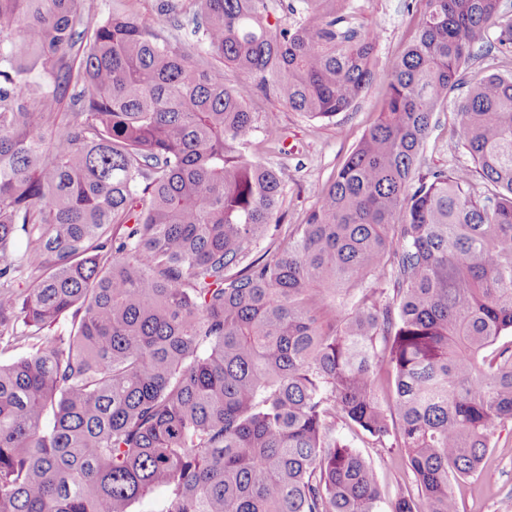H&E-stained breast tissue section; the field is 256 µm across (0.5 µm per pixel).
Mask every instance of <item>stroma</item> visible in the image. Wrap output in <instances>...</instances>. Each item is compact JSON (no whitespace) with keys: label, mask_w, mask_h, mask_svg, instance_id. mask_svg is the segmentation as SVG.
<instances>
[{"label":"stroma","mask_w":512,"mask_h":512,"mask_svg":"<svg viewBox=\"0 0 512 512\" xmlns=\"http://www.w3.org/2000/svg\"><path fill=\"white\" fill-rule=\"evenodd\" d=\"M158 3L159 0H83L82 8L86 19L92 22L116 9L156 29L160 26ZM355 4L358 23L380 31L375 59L379 77L352 111L341 113L330 122L319 121L291 111L263 93L253 97L252 108L258 115L261 132L251 155L281 172L284 191L279 216L285 229L304 222L317 201L318 188L331 180L363 134L377 121L387 91V77L413 42L424 10L422 0H355ZM494 42L495 33L491 30L476 41L466 77L478 78L512 69V56L494 49ZM455 118L456 104L452 101L436 113L423 153L426 166L470 164L468 153L453 133ZM270 124L281 132L279 144L265 140L262 129ZM494 443L481 470L453 485L460 512H512V431L497 433Z\"/></svg>","instance_id":"stroma-1"}]
</instances>
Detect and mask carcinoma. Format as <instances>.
<instances>
[{
  "label": "carcinoma",
  "mask_w": 512,
  "mask_h": 512,
  "mask_svg": "<svg viewBox=\"0 0 512 512\" xmlns=\"http://www.w3.org/2000/svg\"><path fill=\"white\" fill-rule=\"evenodd\" d=\"M81 2L0 0V353L26 350L0 363V512H379L342 428L402 454L391 512H459L451 481L512 426V73L463 79L487 29L512 54L503 0H423L377 123L284 235L248 103L350 111L379 42L354 0H160L194 56ZM463 86L471 164L426 169Z\"/></svg>",
  "instance_id": "cac0c4a2"
}]
</instances>
